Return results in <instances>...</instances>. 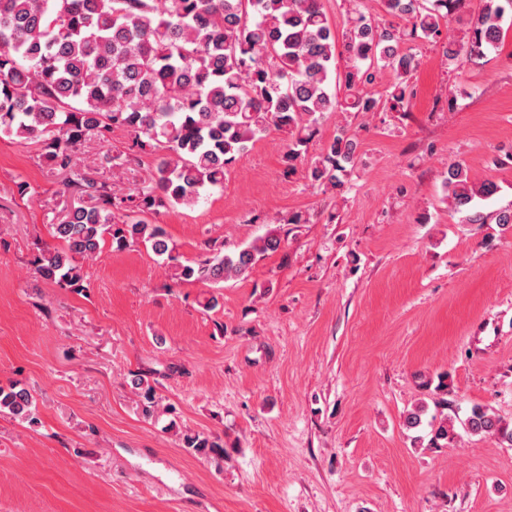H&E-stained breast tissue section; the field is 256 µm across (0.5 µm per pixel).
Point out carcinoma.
I'll list each match as a JSON object with an SVG mask.
<instances>
[{
  "label": "carcinoma",
  "mask_w": 512,
  "mask_h": 512,
  "mask_svg": "<svg viewBox=\"0 0 512 512\" xmlns=\"http://www.w3.org/2000/svg\"><path fill=\"white\" fill-rule=\"evenodd\" d=\"M349 3L339 32L322 0H0V138L39 146L71 200L52 225L61 246L42 248L33 259L36 277L80 289L77 259L97 256L107 243L118 251L151 248L179 280L219 285L247 276L260 257L282 247L278 230L185 264L149 215L193 206L204 191L223 187L248 144L271 130L284 134L294 172L327 114L401 111L418 67L411 44L434 41L448 63L461 64L499 46L512 11V0H483L481 12L467 20L465 0H383L386 18L379 20L363 12L360 0ZM453 20L460 33L442 34ZM340 42L349 61L342 74ZM383 70L393 82L381 101L367 87ZM115 128L133 138L127 151L106 155L113 173L142 153L156 155L140 188L124 192L78 163L85 141L103 140ZM356 148L348 129L337 127L306 163L305 179L323 192L343 193ZM444 183L461 223L512 227V208L485 214L475 207V200L497 193L495 182L475 181L455 163ZM134 383L142 412L153 413L155 387L141 376ZM4 412L38 421L32 393L19 385L0 387ZM427 413V405L417 404L403 425L416 432L429 426L433 448L453 441V421L434 415L427 422ZM460 424L470 435L512 447V428L486 406H472ZM182 443L199 455L223 453L196 433L184 434Z\"/></svg>",
  "instance_id": "carcinoma-1"
}]
</instances>
